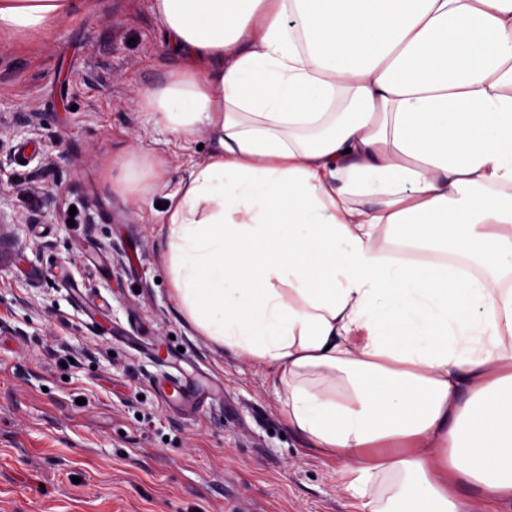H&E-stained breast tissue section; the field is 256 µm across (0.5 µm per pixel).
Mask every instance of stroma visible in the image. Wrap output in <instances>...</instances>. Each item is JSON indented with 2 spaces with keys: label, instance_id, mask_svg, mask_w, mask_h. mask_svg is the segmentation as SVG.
I'll return each mask as SVG.
<instances>
[{
  "label": "stroma",
  "instance_id": "obj_1",
  "mask_svg": "<svg viewBox=\"0 0 512 512\" xmlns=\"http://www.w3.org/2000/svg\"><path fill=\"white\" fill-rule=\"evenodd\" d=\"M180 65L152 0H82L0 32V512H358L342 460L290 428L271 371L182 318L159 202L212 149L140 90ZM163 172L114 193L116 159ZM68 271L101 317L72 304ZM204 390L179 401L173 358Z\"/></svg>",
  "mask_w": 512,
  "mask_h": 512
}]
</instances>
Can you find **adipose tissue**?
<instances>
[{
	"label": "adipose tissue",
	"mask_w": 512,
	"mask_h": 512,
	"mask_svg": "<svg viewBox=\"0 0 512 512\" xmlns=\"http://www.w3.org/2000/svg\"><path fill=\"white\" fill-rule=\"evenodd\" d=\"M76 0H0L30 34ZM142 109L215 148L163 213L173 298L267 366L360 512L512 499V0H153Z\"/></svg>",
	"instance_id": "adipose-tissue-1"
}]
</instances>
